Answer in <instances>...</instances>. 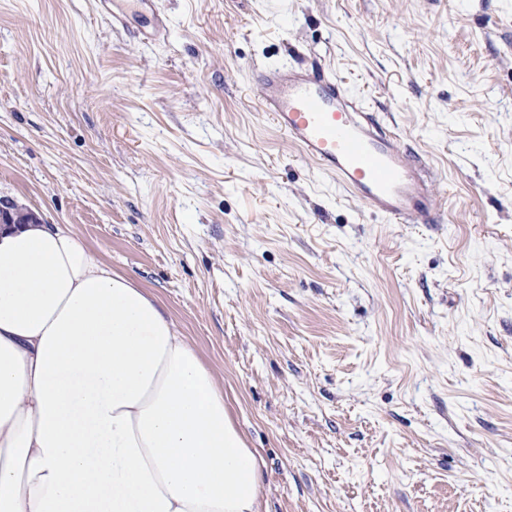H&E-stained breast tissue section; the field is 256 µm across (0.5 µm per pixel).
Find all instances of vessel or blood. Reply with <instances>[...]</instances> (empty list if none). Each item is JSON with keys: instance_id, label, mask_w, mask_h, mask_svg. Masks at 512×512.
Returning a JSON list of instances; mask_svg holds the SVG:
<instances>
[{"instance_id": "b4317fda", "label": "vessel or blood", "mask_w": 512, "mask_h": 512, "mask_svg": "<svg viewBox=\"0 0 512 512\" xmlns=\"http://www.w3.org/2000/svg\"><path fill=\"white\" fill-rule=\"evenodd\" d=\"M263 112L301 155L396 224L432 221L433 177L372 121L361 105L320 67L269 66L257 76Z\"/></svg>"}]
</instances>
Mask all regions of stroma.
Here are the masks:
<instances>
[{"label": "stroma", "mask_w": 512, "mask_h": 512, "mask_svg": "<svg viewBox=\"0 0 512 512\" xmlns=\"http://www.w3.org/2000/svg\"><path fill=\"white\" fill-rule=\"evenodd\" d=\"M0 0V201L159 297L261 512H512V0ZM120 21H113V14ZM316 62L437 175L370 214L260 111Z\"/></svg>", "instance_id": "35a3bbf8"}]
</instances>
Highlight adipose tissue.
Returning a JSON list of instances; mask_svg holds the SVG:
<instances>
[{
	"label": "adipose tissue",
	"mask_w": 512,
	"mask_h": 512,
	"mask_svg": "<svg viewBox=\"0 0 512 512\" xmlns=\"http://www.w3.org/2000/svg\"><path fill=\"white\" fill-rule=\"evenodd\" d=\"M261 481L156 295L65 225L0 228V512H260Z\"/></svg>",
	"instance_id": "adipose-tissue-1"
}]
</instances>
